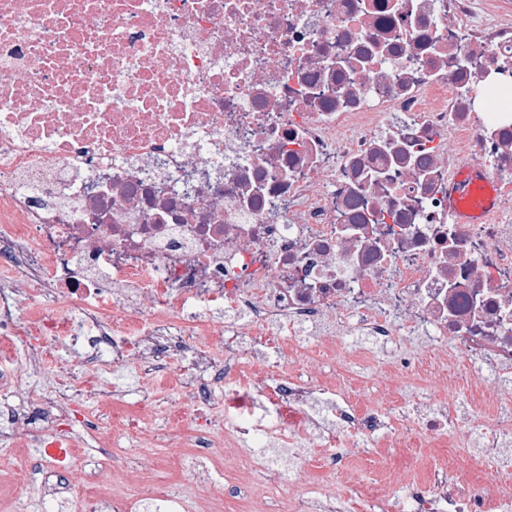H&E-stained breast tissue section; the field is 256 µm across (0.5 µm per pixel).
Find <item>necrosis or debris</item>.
Returning a JSON list of instances; mask_svg holds the SVG:
<instances>
[{
    "label": "necrosis or debris",
    "mask_w": 512,
    "mask_h": 512,
    "mask_svg": "<svg viewBox=\"0 0 512 512\" xmlns=\"http://www.w3.org/2000/svg\"><path fill=\"white\" fill-rule=\"evenodd\" d=\"M512 0H0V384L35 389L54 349L77 389L0 409V444L34 439L41 481L71 494V433L124 440L128 465L89 471L85 512H512V482L461 484L447 464L399 499L337 492L381 439L512 443ZM489 174L457 223L463 164ZM319 337L393 343L398 415L359 409L336 377L294 368ZM437 353L426 369L414 346ZM482 375L422 404L459 359ZM131 365L152 393L128 407L103 378ZM318 475L282 472L250 443ZM191 468L231 458V488L160 484L155 444Z\"/></svg>",
    "instance_id": "4bbe7bcc"
}]
</instances>
